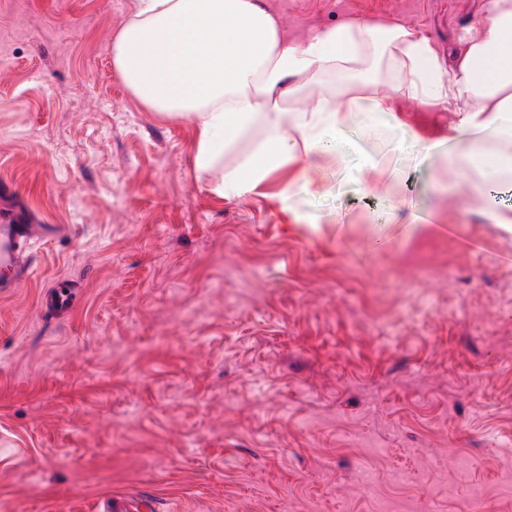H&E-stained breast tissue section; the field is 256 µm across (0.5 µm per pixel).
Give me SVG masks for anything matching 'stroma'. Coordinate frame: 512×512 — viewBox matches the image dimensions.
<instances>
[{
    "label": "stroma",
    "mask_w": 512,
    "mask_h": 512,
    "mask_svg": "<svg viewBox=\"0 0 512 512\" xmlns=\"http://www.w3.org/2000/svg\"><path fill=\"white\" fill-rule=\"evenodd\" d=\"M485 4L266 0L290 42L407 24L447 68ZM133 6L0 0V213L54 228L0 297V512H512V234L448 173L454 113L349 120L373 168L322 161L289 224L214 194L193 124L121 79Z\"/></svg>",
    "instance_id": "stroma-1"
}]
</instances>
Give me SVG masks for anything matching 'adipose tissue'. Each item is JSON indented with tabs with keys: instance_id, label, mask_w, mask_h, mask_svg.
Returning <instances> with one entry per match:
<instances>
[{
	"instance_id": "1",
	"label": "adipose tissue",
	"mask_w": 512,
	"mask_h": 512,
	"mask_svg": "<svg viewBox=\"0 0 512 512\" xmlns=\"http://www.w3.org/2000/svg\"><path fill=\"white\" fill-rule=\"evenodd\" d=\"M381 44L405 72L396 91L361 96L357 82L347 81L335 96L316 92L324 76L355 71ZM459 44L448 70L428 38L410 26L348 22L290 44L262 0H136L112 57L145 105L193 123L194 167L215 174V194L242 199L280 174L275 198L291 218L297 183L323 156L344 155L342 130L352 110L367 114L370 132H380L385 118L402 127L401 95L454 110L448 138L477 179L512 172V0H486L479 30ZM489 60L496 75L480 80L477 67ZM259 123L262 139L245 145ZM228 154L236 157L230 168Z\"/></svg>"
}]
</instances>
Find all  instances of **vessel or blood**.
<instances>
[{
  "label": "vessel or blood",
  "instance_id": "vessel-or-blood-1",
  "mask_svg": "<svg viewBox=\"0 0 512 512\" xmlns=\"http://www.w3.org/2000/svg\"><path fill=\"white\" fill-rule=\"evenodd\" d=\"M47 232L46 225L34 223L25 212L0 221V295L9 296L21 288L32 273L29 251Z\"/></svg>",
  "mask_w": 512,
  "mask_h": 512
}]
</instances>
